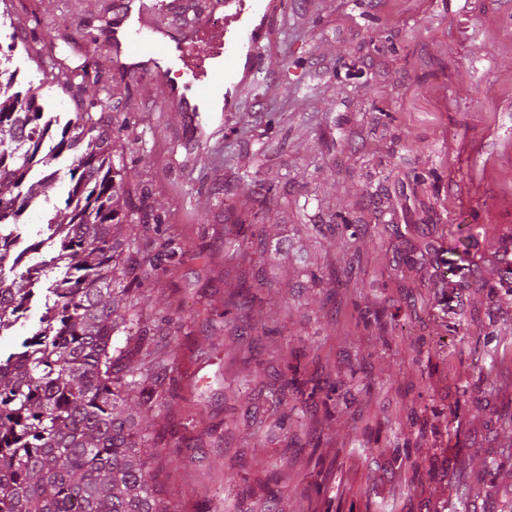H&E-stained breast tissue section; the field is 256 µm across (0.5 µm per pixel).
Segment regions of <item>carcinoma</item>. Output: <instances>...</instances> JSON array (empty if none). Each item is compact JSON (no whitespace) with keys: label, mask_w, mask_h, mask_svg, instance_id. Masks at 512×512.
<instances>
[{"label":"carcinoma","mask_w":512,"mask_h":512,"mask_svg":"<svg viewBox=\"0 0 512 512\" xmlns=\"http://www.w3.org/2000/svg\"><path fill=\"white\" fill-rule=\"evenodd\" d=\"M11 63L0 60V336L44 311L20 349L0 354V512H171L149 476L141 419V407H165V391L134 377L148 329L113 344L151 272L130 262L110 119L68 79L78 112L61 122ZM63 155L71 188L32 245L53 255L27 265L9 243L25 213L49 202Z\"/></svg>","instance_id":"cac0c4a2"}]
</instances>
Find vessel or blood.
I'll list each match as a JSON object with an SVG mask.
<instances>
[{"mask_svg":"<svg viewBox=\"0 0 512 512\" xmlns=\"http://www.w3.org/2000/svg\"><path fill=\"white\" fill-rule=\"evenodd\" d=\"M171 0H122L121 15L104 41L117 69L165 83V104L197 112L220 89L236 90L239 74H253L261 59L269 21L283 0H211L207 15L187 25L165 21ZM178 59L187 85L168 80V63Z\"/></svg>","mask_w":512,"mask_h":512,"instance_id":"1","label":"vessel or blood"}]
</instances>
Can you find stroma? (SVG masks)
Returning a JSON list of instances; mask_svg holds the SVG:
<instances>
[{
  "mask_svg": "<svg viewBox=\"0 0 512 512\" xmlns=\"http://www.w3.org/2000/svg\"><path fill=\"white\" fill-rule=\"evenodd\" d=\"M118 2L0 0V50L65 119L40 58L95 61L175 512H512V0H287L197 114L114 71Z\"/></svg>",
  "mask_w": 512,
  "mask_h": 512,
  "instance_id": "35a3bbf8",
  "label": "stroma"
}]
</instances>
